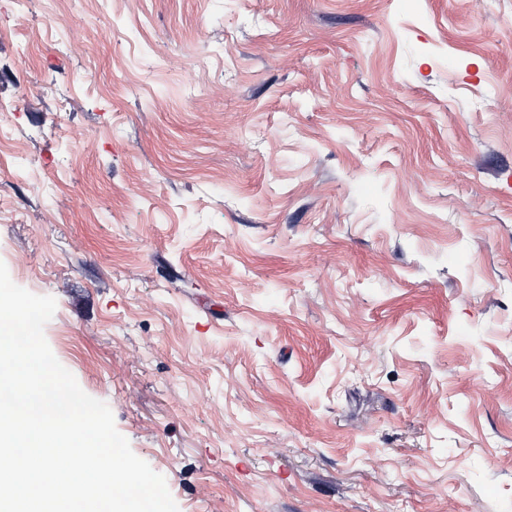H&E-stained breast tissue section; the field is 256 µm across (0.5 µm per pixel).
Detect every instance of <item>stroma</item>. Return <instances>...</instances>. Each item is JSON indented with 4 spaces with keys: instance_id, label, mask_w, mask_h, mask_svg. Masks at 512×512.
Returning a JSON list of instances; mask_svg holds the SVG:
<instances>
[{
    "instance_id": "1",
    "label": "stroma",
    "mask_w": 512,
    "mask_h": 512,
    "mask_svg": "<svg viewBox=\"0 0 512 512\" xmlns=\"http://www.w3.org/2000/svg\"><path fill=\"white\" fill-rule=\"evenodd\" d=\"M0 262L179 512H512V0H0Z\"/></svg>"
}]
</instances>
